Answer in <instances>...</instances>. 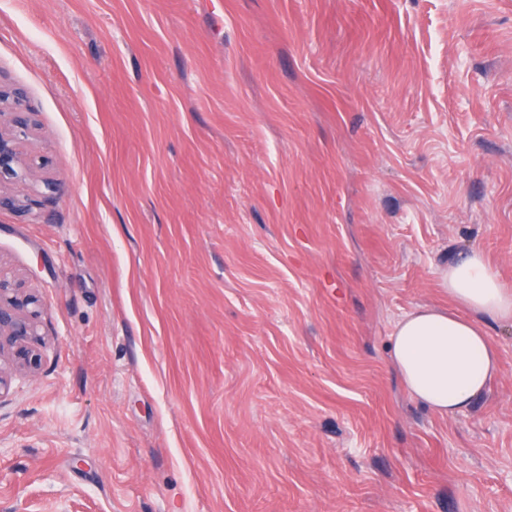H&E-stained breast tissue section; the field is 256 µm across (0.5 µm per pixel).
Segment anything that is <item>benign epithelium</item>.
Here are the masks:
<instances>
[{
  "label": "benign epithelium",
  "instance_id": "benign-epithelium-1",
  "mask_svg": "<svg viewBox=\"0 0 512 512\" xmlns=\"http://www.w3.org/2000/svg\"><path fill=\"white\" fill-rule=\"evenodd\" d=\"M20 106L21 93L0 88V209L22 210V200L6 185L17 180H35L36 171L22 151L19 135L31 124L28 112H5L7 101ZM41 304L24 288L19 277L0 266V400L9 394L15 372H34L40 364L33 348L40 336Z\"/></svg>",
  "mask_w": 512,
  "mask_h": 512
}]
</instances>
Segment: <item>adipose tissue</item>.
<instances>
[{
  "label": "adipose tissue",
  "instance_id": "obj_1",
  "mask_svg": "<svg viewBox=\"0 0 512 512\" xmlns=\"http://www.w3.org/2000/svg\"><path fill=\"white\" fill-rule=\"evenodd\" d=\"M440 282L457 311L420 306L406 314L392 335L391 360L412 397L452 418L484 394L498 372V349L483 321L512 323V289L477 250L442 269Z\"/></svg>",
  "mask_w": 512,
  "mask_h": 512
}]
</instances>
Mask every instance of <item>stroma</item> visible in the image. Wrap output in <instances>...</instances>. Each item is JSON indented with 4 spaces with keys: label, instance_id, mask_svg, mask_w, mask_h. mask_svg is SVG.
Here are the masks:
<instances>
[{
    "label": "stroma",
    "instance_id": "stroma-1",
    "mask_svg": "<svg viewBox=\"0 0 512 512\" xmlns=\"http://www.w3.org/2000/svg\"><path fill=\"white\" fill-rule=\"evenodd\" d=\"M55 193L0 512H512V325L463 415L389 362L482 251L512 287V0H0Z\"/></svg>",
    "mask_w": 512,
    "mask_h": 512
}]
</instances>
